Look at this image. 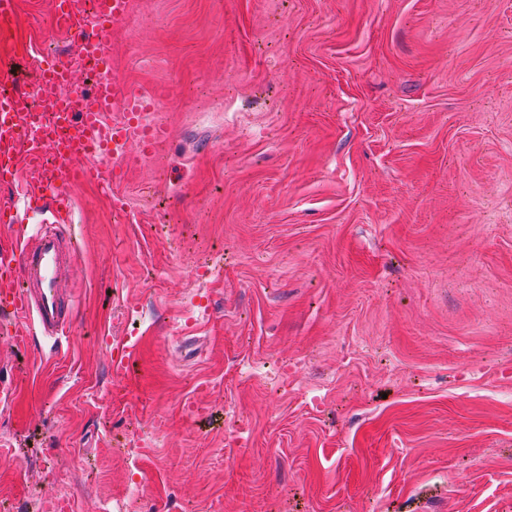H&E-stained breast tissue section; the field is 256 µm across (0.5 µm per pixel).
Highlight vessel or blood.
Instances as JSON below:
<instances>
[{
  "instance_id": "b4317fda",
  "label": "vessel or blood",
  "mask_w": 512,
  "mask_h": 512,
  "mask_svg": "<svg viewBox=\"0 0 512 512\" xmlns=\"http://www.w3.org/2000/svg\"><path fill=\"white\" fill-rule=\"evenodd\" d=\"M78 6V0H53L51 19L100 72L84 106H65L58 93L72 80L63 62L39 68L31 88L0 97V185L15 189L0 204V224L14 231L0 243V308L22 327L59 338L67 333L71 307L62 281L77 258L64 232L73 221L70 185L99 175L101 166L120 165L162 135L146 119L151 104L122 91L112 74L106 35L126 20L128 0H94L89 28L79 22ZM110 112L123 113L124 121L107 122ZM77 158L85 159L84 167H73ZM34 212L46 215V230L27 228Z\"/></svg>"
}]
</instances>
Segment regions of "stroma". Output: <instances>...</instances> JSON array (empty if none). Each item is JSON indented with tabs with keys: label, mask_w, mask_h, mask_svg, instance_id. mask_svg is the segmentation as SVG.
<instances>
[{
	"label": "stroma",
	"mask_w": 512,
	"mask_h": 512,
	"mask_svg": "<svg viewBox=\"0 0 512 512\" xmlns=\"http://www.w3.org/2000/svg\"><path fill=\"white\" fill-rule=\"evenodd\" d=\"M106 45L164 135L69 187L63 345L0 314V512H512V0H129Z\"/></svg>",
	"instance_id": "35a3bbf8"
}]
</instances>
